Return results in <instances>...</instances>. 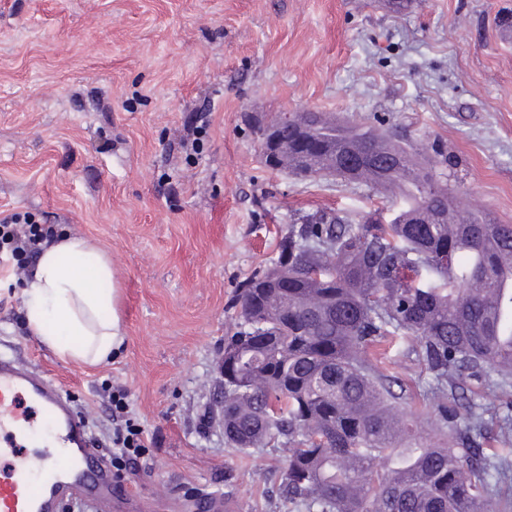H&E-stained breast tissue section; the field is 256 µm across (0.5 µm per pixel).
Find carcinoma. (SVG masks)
<instances>
[{"instance_id":"cac0c4a2","label":"carcinoma","mask_w":512,"mask_h":512,"mask_svg":"<svg viewBox=\"0 0 512 512\" xmlns=\"http://www.w3.org/2000/svg\"><path fill=\"white\" fill-rule=\"evenodd\" d=\"M277 167L334 173L397 193L384 223L326 211L291 225L273 266L239 289L240 329L224 338V437L284 452L278 492L297 512H512V411L500 448H482L487 406L512 395V224L484 211L448 223L441 152L425 163L388 135L323 112L276 118ZM407 343L430 375L429 407L448 447L401 417L395 376L369 350ZM496 378H489L490 374ZM484 380L467 393L466 379Z\"/></svg>"}]
</instances>
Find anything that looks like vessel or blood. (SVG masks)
<instances>
[{"mask_svg":"<svg viewBox=\"0 0 512 512\" xmlns=\"http://www.w3.org/2000/svg\"><path fill=\"white\" fill-rule=\"evenodd\" d=\"M80 495L90 512L118 495L87 424L38 368L0 357V512H55Z\"/></svg>","mask_w":512,"mask_h":512,"instance_id":"obj_1","label":"vessel or blood"}]
</instances>
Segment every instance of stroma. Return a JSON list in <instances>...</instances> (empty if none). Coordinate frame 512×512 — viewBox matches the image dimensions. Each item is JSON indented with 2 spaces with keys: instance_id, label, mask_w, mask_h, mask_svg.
I'll return each instance as SVG.
<instances>
[{
  "instance_id": "stroma-1",
  "label": "stroma",
  "mask_w": 512,
  "mask_h": 512,
  "mask_svg": "<svg viewBox=\"0 0 512 512\" xmlns=\"http://www.w3.org/2000/svg\"><path fill=\"white\" fill-rule=\"evenodd\" d=\"M512 0H0V218L94 240L112 260L124 341L111 360L60 358L25 323L23 283L0 268V351L60 382L104 451L113 386L155 439L112 465L108 512H290L282 455L224 438L212 394L236 296L271 265L294 216L353 222L394 196L268 168L259 126L313 108L443 143L459 206L512 224ZM423 441L448 443L419 392L428 374L388 352Z\"/></svg>"
}]
</instances>
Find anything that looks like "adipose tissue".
Here are the masks:
<instances>
[{
	"label": "adipose tissue",
	"mask_w": 512,
	"mask_h": 512,
	"mask_svg": "<svg viewBox=\"0 0 512 512\" xmlns=\"http://www.w3.org/2000/svg\"><path fill=\"white\" fill-rule=\"evenodd\" d=\"M27 324L61 358L98 364L122 342L111 262L96 243L59 237L25 282Z\"/></svg>",
	"instance_id": "ef3b65f1"
}]
</instances>
